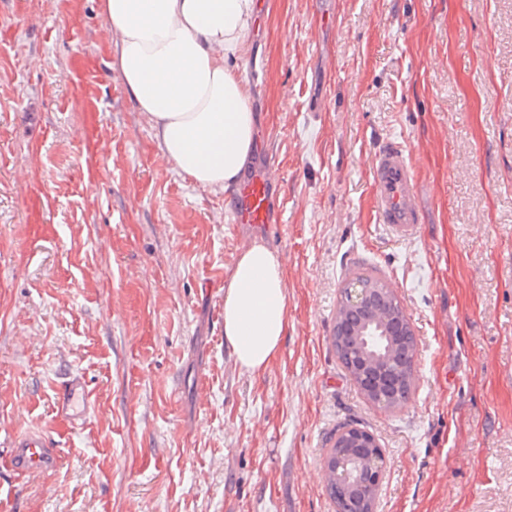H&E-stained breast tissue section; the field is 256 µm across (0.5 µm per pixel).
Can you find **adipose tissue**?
Instances as JSON below:
<instances>
[{
    "label": "adipose tissue",
    "mask_w": 512,
    "mask_h": 512,
    "mask_svg": "<svg viewBox=\"0 0 512 512\" xmlns=\"http://www.w3.org/2000/svg\"><path fill=\"white\" fill-rule=\"evenodd\" d=\"M126 88L163 155L194 183L225 190L255 144L248 90L233 69L256 0H100ZM288 333V284L276 250L253 242L224 288V339L239 368L266 370Z\"/></svg>",
    "instance_id": "adipose-tissue-1"
}]
</instances>
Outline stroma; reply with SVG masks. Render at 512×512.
Returning <instances> with one entry per match:
<instances>
[{
  "mask_svg": "<svg viewBox=\"0 0 512 512\" xmlns=\"http://www.w3.org/2000/svg\"><path fill=\"white\" fill-rule=\"evenodd\" d=\"M239 70L275 163V224L162 153L103 36L100 0H0V512H336L322 457L380 441L377 512H512V0H256ZM402 142L423 224H379L369 169ZM288 275L258 375L224 343L242 239ZM378 276L418 341L399 409L331 345L341 289ZM83 379L72 423L60 385ZM59 449L25 476L11 443Z\"/></svg>",
  "mask_w": 512,
  "mask_h": 512,
  "instance_id": "35a3bbf8",
  "label": "stroma"
}]
</instances>
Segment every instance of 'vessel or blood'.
<instances>
[{
	"label": "vessel or blood",
	"mask_w": 512,
	"mask_h": 512,
	"mask_svg": "<svg viewBox=\"0 0 512 512\" xmlns=\"http://www.w3.org/2000/svg\"><path fill=\"white\" fill-rule=\"evenodd\" d=\"M370 176L380 223L397 237L414 238L422 222V213L417 182L405 147L397 141L382 144L374 154ZM279 182L273 162L266 160L255 166L236 189L235 223H272L279 201L271 191ZM12 448L13 468L19 474L49 470L57 461L56 448L38 431L18 434Z\"/></svg>",
	"instance_id": "vessel-or-blood-1"
}]
</instances>
